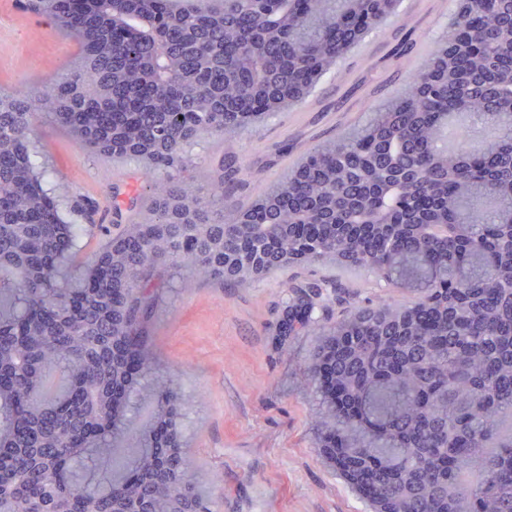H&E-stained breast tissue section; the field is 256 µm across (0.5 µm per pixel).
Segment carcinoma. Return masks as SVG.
I'll use <instances>...</instances> for the list:
<instances>
[{"mask_svg":"<svg viewBox=\"0 0 512 512\" xmlns=\"http://www.w3.org/2000/svg\"><path fill=\"white\" fill-rule=\"evenodd\" d=\"M397 0H46L80 61L46 94L0 90V504L4 512H211L197 472L148 423L124 470L112 439L155 375L152 280L169 264L239 285L208 255L281 251L365 270L417 300L363 306L336 321L319 281L291 286L285 337L329 336L316 364L322 426L348 452L344 479L380 512H512V0H459L424 73L401 98L308 150L248 207L224 185L246 170L224 158L208 197L184 148L300 104ZM49 117L82 148L131 157L157 148L152 206L68 281L76 241L43 188L26 131ZM495 124L479 153L440 146L450 118ZM180 416L178 392L157 381ZM478 471L471 482L462 474ZM90 485L88 495L76 494ZM383 496L378 501L372 492Z\"/></svg>","mask_w":512,"mask_h":512,"instance_id":"obj_1","label":"carcinoma"}]
</instances>
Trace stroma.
I'll return each instance as SVG.
<instances>
[{
	"label": "stroma",
	"mask_w": 512,
	"mask_h": 512,
	"mask_svg": "<svg viewBox=\"0 0 512 512\" xmlns=\"http://www.w3.org/2000/svg\"><path fill=\"white\" fill-rule=\"evenodd\" d=\"M456 0H399L379 29L349 51L326 74L309 99L295 109L257 122L231 139L205 135L191 147L189 174L208 189L225 156L243 159L252 176L231 188L232 201L246 206L263 187L280 183L287 160L343 134L375 106L406 91L415 74L408 65L419 35L442 36ZM76 42L52 30L38 15L0 0V88L29 91L70 72ZM49 182L93 206V220L111 224L130 205L150 204L152 190L143 164L124 160L117 172L102 171L104 156L80 150L69 131L45 118L30 137ZM149 334L158 356V378L181 394L182 446L200 474L199 492L213 512H369L337 467L319 454L315 426L319 395L309 379L314 353L324 341L309 331L288 345L276 339L288 286L313 280L333 286L327 303L334 315L403 292L373 274L334 266L293 264L240 287L230 281L195 280L158 268ZM153 382H143L136 412L115 440V464L135 447L140 431L159 411Z\"/></svg>",
	"instance_id": "stroma-1"
}]
</instances>
